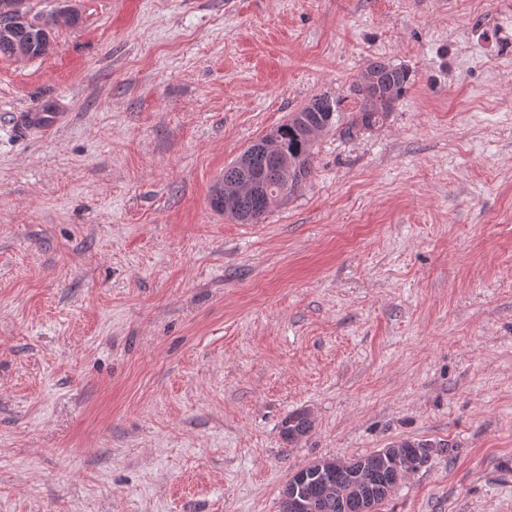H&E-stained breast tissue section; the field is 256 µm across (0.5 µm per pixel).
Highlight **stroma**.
I'll use <instances>...</instances> for the list:
<instances>
[{"mask_svg": "<svg viewBox=\"0 0 512 512\" xmlns=\"http://www.w3.org/2000/svg\"><path fill=\"white\" fill-rule=\"evenodd\" d=\"M504 2L71 0L0 56V512H280L406 440L435 449L381 512H512ZM377 59L415 75L383 126L322 134L260 223L211 209ZM61 112H24L22 126L28 130L50 131L59 124ZM313 426V420L308 411H298L288 414L282 422V435L290 443L307 435ZM329 458H322L313 461L310 467L304 471H299L290 476L283 489V501H281L280 512H286L284 494L288 489L287 505L288 512H312L313 505L305 497L303 493V486L308 481V472L312 475V478L319 477L323 470H327L334 465L341 467L347 464V461L332 460V461H321ZM308 465V466H309ZM331 468L327 472L328 479L333 482L336 487H341L352 481L355 468L352 465H346L342 468ZM304 491L307 496L311 497L316 504L314 512H360V505L357 501H345L340 500L336 496L327 497L322 493L320 484L317 481L309 480L304 486Z\"/></svg>", "mask_w": 512, "mask_h": 512, "instance_id": "obj_1", "label": "stroma"}]
</instances>
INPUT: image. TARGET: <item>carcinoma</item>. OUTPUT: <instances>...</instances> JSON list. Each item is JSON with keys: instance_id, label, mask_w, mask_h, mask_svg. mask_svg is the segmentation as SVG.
Here are the masks:
<instances>
[{"instance_id": "cac0c4a2", "label": "carcinoma", "mask_w": 512, "mask_h": 512, "mask_svg": "<svg viewBox=\"0 0 512 512\" xmlns=\"http://www.w3.org/2000/svg\"><path fill=\"white\" fill-rule=\"evenodd\" d=\"M57 11L30 15L26 0H0V55L17 57L23 51L29 58L42 55V43L49 39L56 24ZM366 72L372 76L367 86L357 82L349 86L348 94L333 99L316 96L288 120L252 143L235 161L224 168V179L211 194L210 206L224 217L241 224H257L268 213L262 204L266 193L276 194L283 201L297 193L309 179L315 162L317 140L310 137L312 128L322 126L329 131L338 122L341 103L349 101L346 126L342 133L352 135L371 130L384 122L409 88L411 70L402 65L374 60ZM313 426L307 411L288 414L282 422V435L290 443L307 435ZM404 457L422 467L434 445L427 441H401L393 444ZM364 466L371 492L383 503L388 499L386 485L398 476L393 461L379 452L355 458ZM355 468L347 465L331 468L328 479L341 487L352 481ZM307 496L316 504L314 512H360L356 501H345L323 495L316 481L304 486Z\"/></svg>"}]
</instances>
